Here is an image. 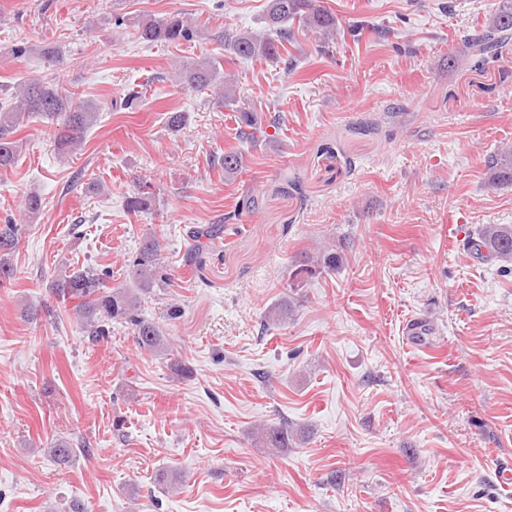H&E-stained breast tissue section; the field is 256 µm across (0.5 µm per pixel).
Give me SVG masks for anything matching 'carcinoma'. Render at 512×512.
I'll return each instance as SVG.
<instances>
[{"label":"carcinoma","instance_id":"1","mask_svg":"<svg viewBox=\"0 0 512 512\" xmlns=\"http://www.w3.org/2000/svg\"><path fill=\"white\" fill-rule=\"evenodd\" d=\"M267 33L260 36L251 31L224 32V48L244 60H270L281 56L286 44L295 39L291 24L324 36L321 51H326L329 43L336 42V18L322 5V0H268L264 17ZM137 34L143 41L178 43L193 38L194 30L182 17L170 14L160 19H145L138 23ZM512 39V0H500L496 13L488 26L475 35L477 63L494 60L501 55L503 45ZM221 60L214 57L197 63L180 65L178 82L188 88L214 86L221 94L223 103L228 106L238 104L237 86L233 79L224 77L220 70ZM239 112V138L250 140L259 131L261 121L257 114L245 107ZM34 116H47L58 120L54 133V144L60 151H68L79 146L84 134L93 124L96 107L81 101L75 94L55 83L33 78L18 84L11 94L10 102H0V172L12 168L21 152L20 141L15 134L20 127ZM221 164L224 174L234 175L244 167V157L240 152H226ZM488 168L492 170L491 181L495 185L512 184V147L506 148L498 156L488 158ZM18 225L7 220L0 224V282L12 277L14 270L9 256L18 240ZM220 228L191 232L194 244L187 253V262L200 266L207 245L201 238L212 240ZM466 250L472 256L500 264L504 270L512 269V225L486 224L476 235L468 237ZM161 244L154 233L144 235L138 252L132 262L131 276L134 287L104 289L102 274L91 269H77L54 279L50 288L60 302L73 303V313L80 322L91 342H99L112 334V323H125L132 327L140 349L149 354L167 351L166 340L159 325L147 318L141 311V296L163 282L159 266ZM288 321V303H277L268 308L264 317L266 330L275 329ZM255 439L262 446L276 452L289 447L294 440L293 430L288 425L262 426L255 432ZM48 455L58 464H68L76 456L73 443L66 439H56L47 449Z\"/></svg>","mask_w":512,"mask_h":512}]
</instances>
